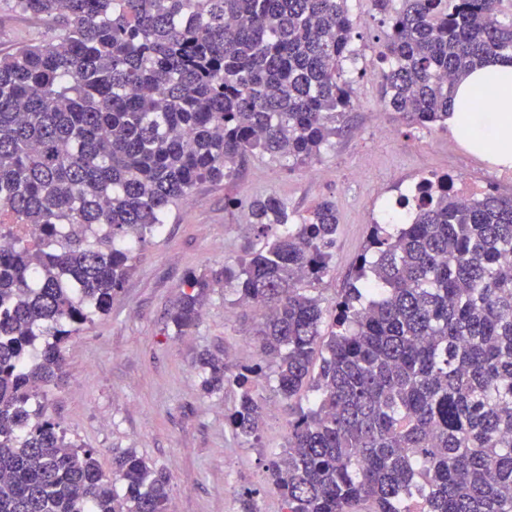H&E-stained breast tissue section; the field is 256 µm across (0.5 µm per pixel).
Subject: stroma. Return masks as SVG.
Instances as JSON below:
<instances>
[{"label": "stroma", "mask_w": 512, "mask_h": 512, "mask_svg": "<svg viewBox=\"0 0 512 512\" xmlns=\"http://www.w3.org/2000/svg\"><path fill=\"white\" fill-rule=\"evenodd\" d=\"M360 35L359 58L347 67L355 107L350 131L332 138L313 165L288 168L268 155H251L239 172L198 184L172 211L161 232L136 247L130 277L112 303L66 346V379L48 394V411L68 438L96 449L103 470L115 452L136 449L170 478V512H238V495L256 490L260 512H280L267 485L269 451L284 447L288 409L274 392L273 374L254 382L266 401L261 442L234 434L224 414L233 388L208 395L197 362L202 354L232 355L237 362L257 352L230 288L209 294L198 325L178 334L169 314L189 273L234 265L245 238L255 237L246 205L277 194L290 213L306 215L318 203H335L339 218L330 270L318 286L330 307L345 288L363 251L370 224L388 219L389 206L423 176L452 172L469 184L512 195V168L501 169L453 142L442 129H412L380 105L385 28L369 0H349ZM45 26L0 0V54L41 40ZM387 135H379V128Z\"/></svg>", "instance_id": "stroma-1"}]
</instances>
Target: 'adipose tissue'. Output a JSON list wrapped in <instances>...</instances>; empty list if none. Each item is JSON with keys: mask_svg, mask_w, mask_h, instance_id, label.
Returning <instances> with one entry per match:
<instances>
[{"mask_svg": "<svg viewBox=\"0 0 512 512\" xmlns=\"http://www.w3.org/2000/svg\"><path fill=\"white\" fill-rule=\"evenodd\" d=\"M478 95L490 101V112L469 111L468 102ZM448 129L467 149L496 166L512 168V60H493L458 79Z\"/></svg>", "mask_w": 512, "mask_h": 512, "instance_id": "adipose-tissue-1", "label": "adipose tissue"}]
</instances>
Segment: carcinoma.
I'll use <instances>...</instances> for the list:
<instances>
[{"mask_svg":"<svg viewBox=\"0 0 512 512\" xmlns=\"http://www.w3.org/2000/svg\"><path fill=\"white\" fill-rule=\"evenodd\" d=\"M43 40L0 56V512H169V478L136 450L71 441L41 402L64 347L108 312L134 245L204 181L260 151L318 160L348 127V0H12ZM500 0H371L387 32L381 105L448 128L464 72L512 57ZM258 241L224 274H191L170 314L195 327L212 288L260 309L259 361L199 360L230 386L224 419L259 439L254 382L274 365L288 440L267 464L282 512H512V196L459 201L424 180L400 223L370 225L333 309L315 294L336 246L333 203L293 218L248 206ZM314 399L304 407L303 393Z\"/></svg>","mask_w":512,"mask_h":512,"instance_id":"cac0c4a2","label":"carcinoma"}]
</instances>
